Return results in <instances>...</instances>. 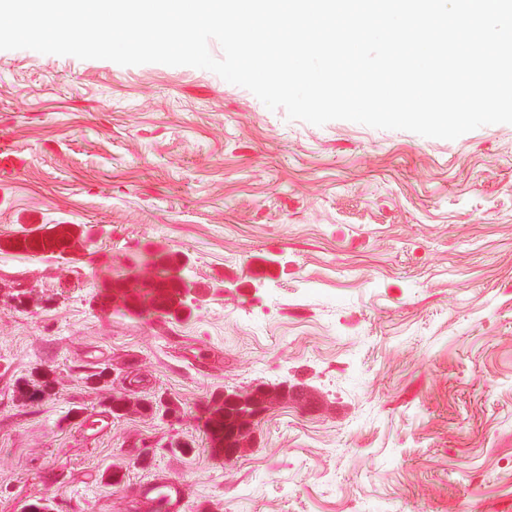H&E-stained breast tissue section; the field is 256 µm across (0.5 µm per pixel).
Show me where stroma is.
Segmentation results:
<instances>
[{"instance_id": "35a3bbf8", "label": "stroma", "mask_w": 512, "mask_h": 512, "mask_svg": "<svg viewBox=\"0 0 512 512\" xmlns=\"http://www.w3.org/2000/svg\"><path fill=\"white\" fill-rule=\"evenodd\" d=\"M0 149V512H139L158 476L183 512H512V124L316 126L209 70L17 49ZM60 224L64 257L11 247ZM162 257L193 289L156 313L118 277ZM259 389L225 459L207 422ZM50 374L44 369L35 368L28 376L18 382L20 398L25 402H37L50 395L52 382Z\"/></svg>"}]
</instances>
